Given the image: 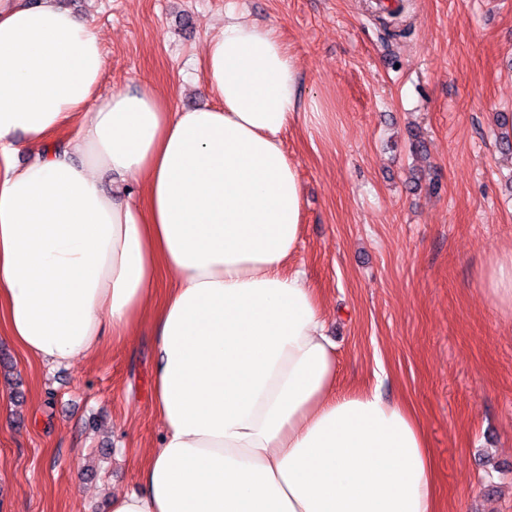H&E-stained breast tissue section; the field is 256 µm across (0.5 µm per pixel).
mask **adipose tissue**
I'll list each match as a JSON object with an SVG mask.
<instances>
[{
	"label": "adipose tissue",
	"mask_w": 512,
	"mask_h": 512,
	"mask_svg": "<svg viewBox=\"0 0 512 512\" xmlns=\"http://www.w3.org/2000/svg\"><path fill=\"white\" fill-rule=\"evenodd\" d=\"M204 57L209 105L149 85L100 102L99 30L56 0H0V324L66 366L154 322L162 432L111 512H442L421 420L378 388L338 390L292 265L299 69L278 22L228 8ZM481 285L512 317V250Z\"/></svg>",
	"instance_id": "1"
}]
</instances>
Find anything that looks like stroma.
I'll return each mask as SVG.
<instances>
[{
  "label": "stroma",
  "mask_w": 512,
  "mask_h": 512,
  "mask_svg": "<svg viewBox=\"0 0 512 512\" xmlns=\"http://www.w3.org/2000/svg\"><path fill=\"white\" fill-rule=\"evenodd\" d=\"M65 0L103 38L98 100L149 84L209 104L228 6L277 20L312 111L283 134L303 190L293 266L326 311L342 390L425 424L446 512H512V319L480 278L512 249V0ZM153 326L67 367L0 330V512H110L161 433Z\"/></svg>",
  "instance_id": "stroma-1"
}]
</instances>
